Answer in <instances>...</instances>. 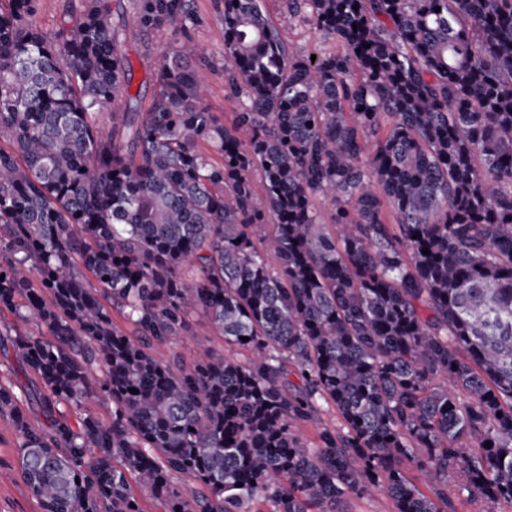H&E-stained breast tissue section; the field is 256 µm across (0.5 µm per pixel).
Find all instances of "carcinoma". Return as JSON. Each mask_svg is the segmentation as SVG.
<instances>
[{"label":"carcinoma","instance_id":"obj_1","mask_svg":"<svg viewBox=\"0 0 512 512\" xmlns=\"http://www.w3.org/2000/svg\"><path fill=\"white\" fill-rule=\"evenodd\" d=\"M126 4L170 36L147 101ZM218 4L229 124L196 0H62L50 28L0 0V314L37 329L36 386L0 381L16 473L43 512H141L134 483L162 512H512V0H282L314 60L263 0ZM197 311L249 358L155 359ZM322 402L343 426L310 447ZM264 5L269 20L282 30L291 50L304 52L323 45L319 33L311 22L299 17H288L282 8L281 0H264ZM205 100L213 112L218 113L224 119V123L231 122L234 112L237 111V104L234 99L228 98L224 91V76L218 70L210 76L206 87ZM345 508L348 512H393L391 499L383 493H374L365 498L350 496Z\"/></svg>","mask_w":512,"mask_h":512}]
</instances>
